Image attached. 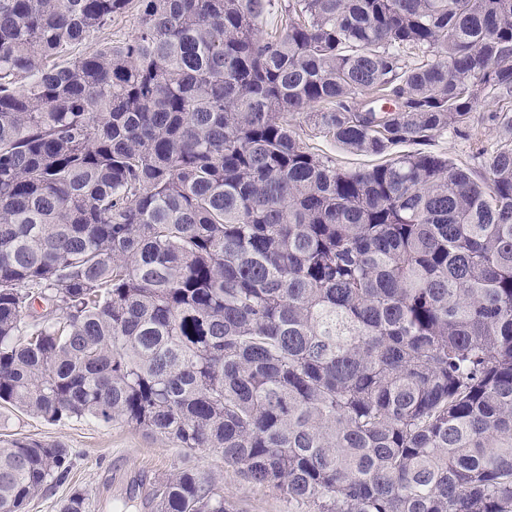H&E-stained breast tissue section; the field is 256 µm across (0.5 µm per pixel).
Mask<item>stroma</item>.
I'll return each mask as SVG.
<instances>
[{"instance_id":"obj_1","label":"stroma","mask_w":512,"mask_h":512,"mask_svg":"<svg viewBox=\"0 0 512 512\" xmlns=\"http://www.w3.org/2000/svg\"><path fill=\"white\" fill-rule=\"evenodd\" d=\"M494 100L482 103L469 134L448 131L432 141L429 152L444 156L456 166L481 172V151H492L504 135L492 120ZM296 132L312 153L351 170L377 164V157L356 154L337 145L304 116L296 118ZM15 438L59 442L72 453L68 480L53 486L30 502L25 512H60L72 488L89 494L88 512H112L116 499L129 493L145 497L154 483L177 469L192 466L210 474L224 486L237 512H291L287 498L278 491L248 482L225 466L217 452H186L175 444L120 422L104 424L91 418L52 425L13 410L0 409V440Z\"/></svg>"}]
</instances>
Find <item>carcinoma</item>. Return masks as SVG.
<instances>
[{
	"label": "carcinoma",
	"mask_w": 512,
	"mask_h": 512,
	"mask_svg": "<svg viewBox=\"0 0 512 512\" xmlns=\"http://www.w3.org/2000/svg\"><path fill=\"white\" fill-rule=\"evenodd\" d=\"M271 9L0 0V408L217 452L295 512H512V0ZM488 98L478 174L343 170L292 129L383 155ZM71 469L1 443L0 512ZM150 507L233 510L190 468ZM137 26L138 14L134 5H131L130 9L125 13L118 15L112 20V25L105 30L101 37L111 40L112 43H119L133 34Z\"/></svg>",
	"instance_id": "carcinoma-1"
}]
</instances>
